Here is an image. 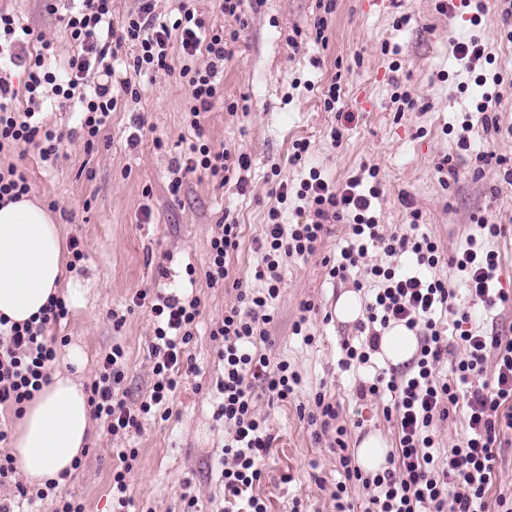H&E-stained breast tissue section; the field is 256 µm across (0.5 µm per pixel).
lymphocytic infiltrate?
Returning a JSON list of instances; mask_svg holds the SVG:
<instances>
[{
  "instance_id": "obj_1",
  "label": "lymphocytic infiltrate",
  "mask_w": 512,
  "mask_h": 512,
  "mask_svg": "<svg viewBox=\"0 0 512 512\" xmlns=\"http://www.w3.org/2000/svg\"><path fill=\"white\" fill-rule=\"evenodd\" d=\"M75 11L61 20L81 53L70 57L62 73L50 71L43 51L32 55L24 82L25 107H17V94L6 78L0 77V152L36 145L42 161L54 162L70 135L43 126L38 113L47 101L66 104L78 101L83 114L80 130L87 145H94L110 113L117 106L113 85L133 93L130 79H116L111 64L123 43L137 49L132 68L135 73L168 68L173 48L172 36H179L182 66L180 76L189 87L187 110L195 139L183 158L178 159L169 183L171 195H178L187 175L202 171L223 179L230 169L248 171L246 154L214 150L205 140L201 119L223 96L219 74L231 54L235 37L209 27L205 17L188 4H181L172 24L158 22L154 0H139L137 9L128 13L121 28L112 25V0H79ZM207 52L209 63L195 65L198 52ZM102 69L106 80L88 88L86 76L91 69ZM287 184L275 192L277 206L267 213L265 231L258 241L262 265L257 279L261 290L240 289L239 306L225 310L224 317L212 331L223 346L218 357L224 373L216 380L222 395L217 415L233 428L231 440L224 446L225 497H247L248 512H267L259 498L247 491L262 477L259 461L271 448L274 437L253 410L251 383L263 381L278 400H288L301 386L300 376L288 362L270 363L260 353L273 317L268 308L279 293L280 265L284 258H300L319 246L327 225L350 219L354 236L352 246L341 250L339 260L328 272L330 278L344 280L355 270H363L374 293L367 303L366 319L357 328L359 344L346 345L343 367L370 363L380 350L382 336L394 323H404L418 336L419 350L405 371L390 378L376 377L359 382L358 399L394 393L390 409L399 434V448L387 459L383 472L369 474L349 454L347 429L339 425V411L325 393H316L307 412V423L314 441L331 437L346 480L337 484V512H346L344 502L348 483L360 484L368 498L363 512H476L485 506L489 490L496 482V444L503 429L512 430V336L473 328L469 314H457L456 291L447 279L436 276L440 266L452 269L466 293L479 299L492 312L512 302V296L495 289L493 281L503 262L500 253L484 247L485 240L501 235L502 227L479 221L478 236L469 237L462 253L445 257L435 239L403 228L385 231L373 210L380 194L378 172L360 168L344 185L335 186L310 170L296 194L304 200L308 217L305 223L284 227L281 206L288 200ZM239 247V226L230 221L217 226L210 240V262L205 277L211 286L226 283V259ZM378 249L385 263L366 265L370 249ZM458 285V286H459ZM135 305H149L155 319L149 358L153 383L146 400L130 408L120 395L124 380V351L113 347L101 358L99 373L88 388L95 419L103 421L109 434L118 436L140 430L145 415L165 409L185 374L195 372L185 363L187 346L202 312L199 297L178 298L162 292H137ZM68 314L61 296L50 297L40 315L18 323L0 317V404L22 407L48 381V369L57 358L51 327ZM456 315L463 354L456 361L455 382L438 379L436 367L448 353V338L438 317ZM494 361L492 389L474 387L467 400H460L459 385L481 375L487 361ZM467 408V434L449 448L447 455H435L433 424L448 419L458 404Z\"/></svg>"
}]
</instances>
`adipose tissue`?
<instances>
[{"label": "adipose tissue", "instance_id": "adipose-tissue-1", "mask_svg": "<svg viewBox=\"0 0 512 512\" xmlns=\"http://www.w3.org/2000/svg\"><path fill=\"white\" fill-rule=\"evenodd\" d=\"M64 274L59 227L47 208L28 197L0 204V316L20 323L38 316ZM417 350L414 332L401 324L381 340L382 358L395 367ZM93 428L84 385L73 373H53L15 423L12 455L26 482L65 486Z\"/></svg>", "mask_w": 512, "mask_h": 512}]
</instances>
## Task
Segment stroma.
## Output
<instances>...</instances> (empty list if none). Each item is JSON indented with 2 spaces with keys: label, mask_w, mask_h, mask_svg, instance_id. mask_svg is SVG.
Masks as SVG:
<instances>
[{
  "label": "stroma",
  "mask_w": 512,
  "mask_h": 512,
  "mask_svg": "<svg viewBox=\"0 0 512 512\" xmlns=\"http://www.w3.org/2000/svg\"><path fill=\"white\" fill-rule=\"evenodd\" d=\"M328 17L326 42L310 38L317 14L316 0H244L240 17L220 12L218 0H194L213 27L236 33L232 55L224 63L223 99L207 112L203 129L215 149L246 153L250 168L247 187L235 181L219 183L204 174L189 175L179 196L168 185L176 158L195 133L185 107L188 88L178 69L136 77L137 96L119 94L116 109L99 142L87 147L74 138L55 164L41 161L36 147L0 153V167L15 165L28 179L30 198L44 204L60 226L61 242L75 238L87 258L81 273L67 281L79 294L69 302V314L54 328L84 353L80 367L60 358L57 369H74L90 384L100 356L121 346L126 357V400H145L153 380L148 348L154 319L132 298L140 290L200 297L204 309L188 353L197 367L172 397L169 419L147 415L141 430L117 438L96 427L82 466L63 492L79 500L86 512H113L112 451L135 448L139 457L128 477L134 501L129 512H183L187 497L198 512H243L244 501L224 502L221 471L224 445L233 433L217 420V377L220 342L210 331L224 312L238 303L234 282L256 287L261 262L256 241L263 234L267 211L277 205V182L299 187L310 169L333 184L344 185L360 167L379 171L381 194L375 209L386 230L407 223L408 207L422 213L419 229L439 240L445 253L466 245L476 233L477 218L501 225V236L487 246L503 263L499 285L512 293V184L505 182L498 158L512 159V41L502 32L506 0H488L479 24L466 9L439 12L436 0H335ZM33 30L28 52L40 41L50 43V69H61L77 52L57 16L43 0H0V11ZM303 31L299 49L286 37ZM478 35L486 57L467 67L453 52L455 42ZM501 74V99L495 107L500 132L475 127L468 150H460L458 133L465 114L475 109L481 76ZM340 77L341 98L326 109L321 91ZM406 94L411 106L396 97ZM368 108H360V98ZM246 103V110L229 111V103ZM343 133L333 144V130ZM310 143L307 165L292 164L295 140ZM462 155L456 176L443 178L437 168L443 158ZM488 155L487 164L475 157ZM279 177H272V169ZM281 205V204H278ZM296 197L281 205L283 221L301 224ZM241 226L238 251L227 260L229 285L211 287L205 277L210 239L223 216ZM351 239L349 224L329 225L313 254L284 260L281 284L271 312L274 321L261 350L271 363L288 362L303 379L296 400L285 403L255 385V412L265 419L275 441L263 462V476L253 495L268 512H336L333 495L343 470L327 443L315 442L297 410L323 390L340 406L347 422L350 448H358L370 432H380L390 446L398 444L395 421L384 410L389 396L358 400L355 372L341 365L344 342H357L355 324L333 319L337 298L352 290V281H333L325 259L338 256ZM313 300L319 313L312 320V344L293 333L303 301ZM124 318L114 325V315Z\"/></svg>",
  "instance_id": "stroma-1"
}]
</instances>
